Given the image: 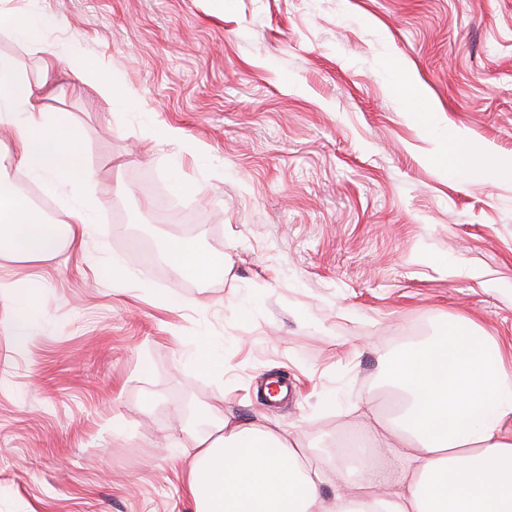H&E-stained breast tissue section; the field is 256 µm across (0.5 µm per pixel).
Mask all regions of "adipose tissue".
Returning <instances> with one entry per match:
<instances>
[{
    "label": "adipose tissue",
    "instance_id": "obj_1",
    "mask_svg": "<svg viewBox=\"0 0 512 512\" xmlns=\"http://www.w3.org/2000/svg\"><path fill=\"white\" fill-rule=\"evenodd\" d=\"M44 87L0 54V129L13 134L18 167L73 201L67 221L47 224L24 196L0 186V250L19 261L82 249L102 206L78 132L47 111ZM167 259L177 275L216 268L190 237L172 241ZM388 374L396 420L374 440L399 469L370 462L352 486L335 458L313 459L298 435L221 416L191 436L187 490L196 512H512V365L499 346L465 333L437 336L393 354ZM331 477L336 492L326 497L321 487Z\"/></svg>",
    "mask_w": 512,
    "mask_h": 512
}]
</instances>
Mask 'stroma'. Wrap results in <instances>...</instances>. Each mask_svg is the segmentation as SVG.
Instances as JSON below:
<instances>
[{
  "instance_id": "stroma-1",
  "label": "stroma",
  "mask_w": 512,
  "mask_h": 512,
  "mask_svg": "<svg viewBox=\"0 0 512 512\" xmlns=\"http://www.w3.org/2000/svg\"><path fill=\"white\" fill-rule=\"evenodd\" d=\"M59 19L0 54L40 79L96 172L84 253L0 297V512H194L187 407L280 425L318 455L429 336L512 345V0H6ZM104 65L133 97L85 87ZM412 97L400 95L408 82ZM171 126L179 138L142 139ZM196 232L224 259L174 275ZM137 258L146 282L113 266ZM38 307L32 345L10 335ZM218 348L220 373L194 362ZM208 256L213 255L199 254L192 237L174 240L167 248V259L175 275H183L188 270H193L195 273L203 272L207 278H210L219 258L205 260Z\"/></svg>"
}]
</instances>
